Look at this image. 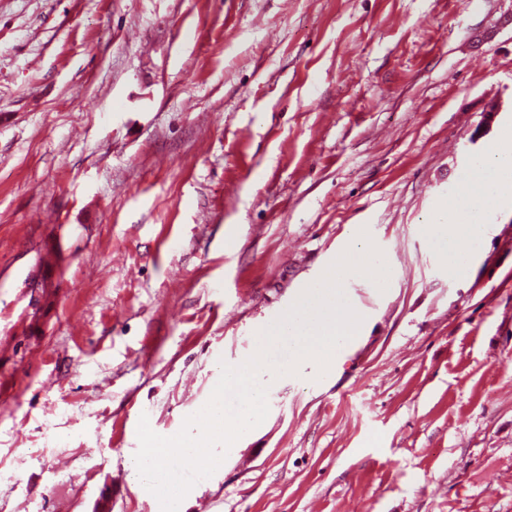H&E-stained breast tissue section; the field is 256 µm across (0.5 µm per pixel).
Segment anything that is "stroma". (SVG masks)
I'll return each instance as SVG.
<instances>
[{
    "instance_id": "35a3bbf8",
    "label": "stroma",
    "mask_w": 512,
    "mask_h": 512,
    "mask_svg": "<svg viewBox=\"0 0 512 512\" xmlns=\"http://www.w3.org/2000/svg\"><path fill=\"white\" fill-rule=\"evenodd\" d=\"M508 136L512 0H0V512H161L140 418L344 252L361 335L183 512H512V204L462 278L424 230Z\"/></svg>"
}]
</instances>
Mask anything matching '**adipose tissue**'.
I'll return each mask as SVG.
<instances>
[{"label": "adipose tissue", "mask_w": 512, "mask_h": 512, "mask_svg": "<svg viewBox=\"0 0 512 512\" xmlns=\"http://www.w3.org/2000/svg\"><path fill=\"white\" fill-rule=\"evenodd\" d=\"M472 175L458 200L440 210L425 227L449 268L461 275L469 272L475 248L485 235L483 224L470 217L475 205L512 199V140L500 141L478 157Z\"/></svg>", "instance_id": "1"}]
</instances>
